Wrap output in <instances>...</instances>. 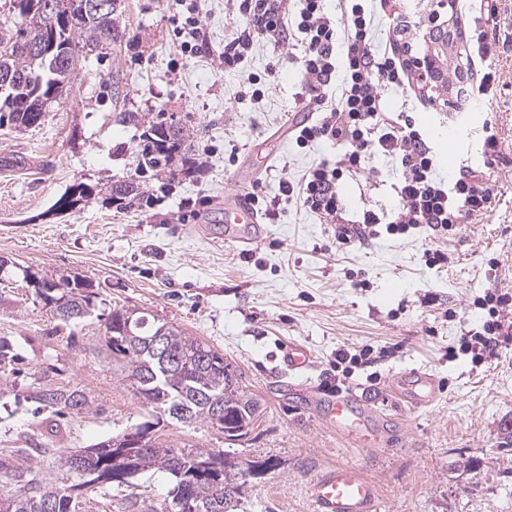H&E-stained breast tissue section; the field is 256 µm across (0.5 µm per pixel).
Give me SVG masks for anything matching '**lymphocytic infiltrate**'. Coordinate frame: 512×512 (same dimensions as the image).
<instances>
[{
	"mask_svg": "<svg viewBox=\"0 0 512 512\" xmlns=\"http://www.w3.org/2000/svg\"><path fill=\"white\" fill-rule=\"evenodd\" d=\"M229 2L238 27L234 37L218 48L200 19L199 0H178L181 51L196 58H218L225 71L236 72L257 39L281 43L299 37L302 80L295 109L308 118L296 124L295 143L310 149L332 141L341 148L335 161L316 163L299 181H282L279 195H252V204L266 219L278 216L283 200L298 199L319 223L330 226L341 247L376 236L380 225L394 237L419 229L449 235L490 208L489 171L466 166L450 179L440 178L434 156L412 119L385 108L383 88L410 83L408 61L399 50L410 46L420 32L413 17L393 13L385 37L379 39V12L370 0H339L334 14L325 0H302L296 10L290 9L288 0ZM377 156L390 159L399 171V204L386 217L368 210L362 220H347L340 185ZM474 305L484 310L485 318L478 330L467 331L460 348L476 363L512 344V294L489 291Z\"/></svg>",
	"mask_w": 512,
	"mask_h": 512,
	"instance_id": "obj_1",
	"label": "lymphocytic infiltrate"
}]
</instances>
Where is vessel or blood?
I'll use <instances>...</instances> for the list:
<instances>
[{"instance_id": "b4317fda", "label": "vessel or blood", "mask_w": 512, "mask_h": 512, "mask_svg": "<svg viewBox=\"0 0 512 512\" xmlns=\"http://www.w3.org/2000/svg\"><path fill=\"white\" fill-rule=\"evenodd\" d=\"M224 222L236 233L239 243L253 244L259 241L261 229L257 215L246 196H239L235 203L225 205ZM282 363L286 374L307 376L312 368L311 354L303 345L287 343L282 349ZM400 396L414 405L426 406L433 402L436 386L430 374L419 370L404 371L398 378ZM323 416L337 428L352 437L358 446L371 441L374 430L350 392H339L323 402ZM315 512H375L376 491L351 466H339L320 476L313 484Z\"/></svg>"}]
</instances>
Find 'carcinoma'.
I'll return each mask as SVG.
<instances>
[{"label": "carcinoma", "instance_id": "carcinoma-1", "mask_svg": "<svg viewBox=\"0 0 512 512\" xmlns=\"http://www.w3.org/2000/svg\"><path fill=\"white\" fill-rule=\"evenodd\" d=\"M32 0H10V11L19 18L15 29L0 36V68L11 65L26 73L27 80L18 90L0 92V127L13 126L29 129V118L46 114L49 103L68 96L79 69L65 65L66 55L82 57L107 49L118 36V17L114 13L89 16L83 13L86 0H52L56 7L55 23L49 17L30 8ZM43 43L44 53L27 54L24 45L28 36ZM187 141L183 126L172 129V123L159 112L147 129V144L136 154L139 173L159 179L171 171L176 161L190 165L183 154ZM107 192L115 201L129 200L139 207L149 198L139 191L138 184L128 178H119L110 184ZM87 187L80 182L70 187L56 202L57 211H72L86 198ZM65 291L51 294L43 300L59 320V327L75 329L96 309V293L92 284L75 276L63 277ZM129 310H114L105 323L103 343L112 366L130 382L142 405L151 408V415L159 420L167 417L186 425L199 424L212 428L230 438L248 435L252 427L258 401L240 388L224 355L208 343L187 335L183 330L152 315L137 312L139 324H127ZM167 328L170 354L183 360L180 367L170 368L155 357L142 342L160 328ZM35 398L50 408L76 410L90 408L86 393L78 389L49 388L38 390ZM222 405L223 416L214 420L213 404ZM146 448L148 458L143 462L128 461L114 464L112 455L97 446L82 455L61 459L76 480L60 488L52 482L0 462V512H72L75 489L91 485L110 487L122 484L147 466L169 473L175 484L171 491L174 512H183L187 504L194 512H221L224 495L235 494L252 477L257 465L270 471L278 462L266 459L246 464L228 461L220 450L183 451L158 441L154 435Z\"/></svg>", "mask_w": 512, "mask_h": 512}]
</instances>
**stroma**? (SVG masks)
Instances as JSON below:
<instances>
[{
    "label": "stroma",
    "mask_w": 512,
    "mask_h": 512,
    "mask_svg": "<svg viewBox=\"0 0 512 512\" xmlns=\"http://www.w3.org/2000/svg\"><path fill=\"white\" fill-rule=\"evenodd\" d=\"M123 35L105 53L81 61L67 99L52 103L38 128L0 127V340L15 356L0 373V458L33 468L54 484L73 476L61 457L123 434L147 416L129 382L101 353L103 314L145 312L178 326L219 352L259 412L243 440L225 441L207 427L161 426L160 442L214 449L229 458L276 460V469L242 489L246 512H314L312 485L341 464L355 467L377 493V512H512V347L472 362L460 338L484 317L473 306L487 290L512 293V0H501L490 60H474V80L488 79L480 111L430 104L387 88L389 111L410 116L448 177L455 165L479 167L485 126L499 156L493 198L482 216L450 236L381 235L340 248L299 201L285 203L247 249L223 241L224 203L241 192L277 195L279 181L298 179L335 144L311 152L280 137L295 106L299 50L261 40L242 71L181 54L170 0H121ZM275 69L269 98L248 95V74ZM184 125L198 170L164 179L137 177L135 153L156 112ZM138 113V125L119 122ZM464 126L450 146L449 123ZM134 176L153 200L146 210L107 202L112 178ZM392 162L370 160L345 179L347 217L389 214L396 203ZM96 194L80 210L52 205L73 184ZM439 249L447 266L428 267ZM41 277L79 275L98 292L100 317L75 336L54 332V319L33 289L15 282L16 266ZM311 352L313 382L356 390L378 437L354 447L317 411L323 394L282 376V343ZM388 357L336 369V353L362 346ZM407 368L434 376L427 407L399 402L395 379ZM84 391L88 410L57 415L40 409L36 384ZM171 476L147 469L128 483L85 488L74 512H124L131 496L169 505Z\"/></svg>",
    "instance_id": "stroma-1"
}]
</instances>
